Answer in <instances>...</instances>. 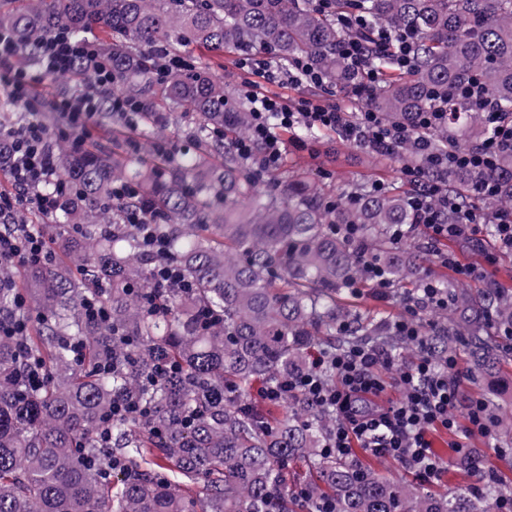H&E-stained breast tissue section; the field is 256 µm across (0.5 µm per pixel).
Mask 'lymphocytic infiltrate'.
I'll list each match as a JSON object with an SVG mask.
<instances>
[{
	"instance_id": "lymphocytic-infiltrate-1",
	"label": "lymphocytic infiltrate",
	"mask_w": 512,
	"mask_h": 512,
	"mask_svg": "<svg viewBox=\"0 0 512 512\" xmlns=\"http://www.w3.org/2000/svg\"><path fill=\"white\" fill-rule=\"evenodd\" d=\"M339 52L348 62L364 66L365 80L358 96L369 100L382 83L383 75L367 67L368 57L377 52L391 54L400 66L405 67L410 63L412 47L408 36L391 34L383 27L372 40L350 38L343 41ZM16 54L13 39L0 30V88L24 103L30 111L39 112L50 107L64 113L63 134H74L75 150H83L89 139L88 127L96 109L97 93L111 83L110 73L95 71L86 92L77 97L50 99L40 94L39 86L45 74L69 71L75 58L94 56L93 42L75 41L65 36L44 42L40 48L42 71L38 74L17 67ZM240 67L248 75L241 85L240 96L249 107L251 122L248 136L237 140L234 148L250 161L253 173L259 179L282 166L286 157L282 134L299 126L338 132L344 141L370 147L389 157L394 156L397 144L410 142L425 155L430 166L484 172L494 170L502 145L512 143V115L500 112L476 80L464 86L459 95L468 99L475 111L485 114L494 127L493 136L470 150L435 154L426 142V133L447 124V104L417 113L413 125H394L386 123L373 108L351 114L345 112L332 96H318L323 79L307 58H297L283 68L271 57L249 54L242 56ZM261 80L310 87L314 93L288 100L264 95L257 90ZM13 155L11 178L15 190L0 193V214L13 217L24 207L50 211L55 199L40 193L39 187L54 177L56 164L43 129L37 125L19 129L13 138ZM496 193L495 183L485 180L477 191L478 202L464 209L460 207L457 195L435 183L428 185L425 192L413 196L411 206L428 243L435 245L452 239L473 241L478 239L485 224L480 203L493 199ZM448 210L461 211V223H442L441 214ZM52 255L43 236L32 235L21 241L0 236V264L7 260L39 263L49 260ZM391 367L398 370L396 383L400 397L385 407L358 409V401L384 392L381 372ZM326 368L333 372L334 383L324 382L322 371ZM455 368L454 359H447L440 366L424 355L400 366L395 354L368 344L340 348L333 354L319 350L314 353L309 370L294 374L275 387L261 389L259 397L262 401L278 404L293 396H304L336 418V425L325 443L328 453L345 457L351 454L353 447L359 446L396 459L405 469L432 482L440 478L443 465L427 438L431 429L442 427L458 432L455 448L466 457L471 454L470 439L488 435L490 431L485 401L460 391L451 378ZM458 407L465 413L464 420H457L454 414Z\"/></svg>"
}]
</instances>
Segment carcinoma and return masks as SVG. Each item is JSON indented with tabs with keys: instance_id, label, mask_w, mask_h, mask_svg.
Here are the masks:
<instances>
[{
	"instance_id": "carcinoma-1",
	"label": "carcinoma",
	"mask_w": 512,
	"mask_h": 512,
	"mask_svg": "<svg viewBox=\"0 0 512 512\" xmlns=\"http://www.w3.org/2000/svg\"><path fill=\"white\" fill-rule=\"evenodd\" d=\"M404 32L411 64L375 53L384 73L373 107L407 124L448 94V126L427 133L437 151L469 149L492 134L485 115L454 92L479 77L499 111L512 114V0H4L0 29L18 59L41 66L42 42L92 38L112 75L95 123L108 144L81 152L58 136V112H29L0 96V171H10L13 132L30 121L46 130L56 177L39 186L58 208L35 222L0 220V234H30L58 248L54 261L0 266V512H498L508 493L485 449L460 460L469 484L435 496L420 484L389 479L356 459L325 453L334 416L307 399L282 415L251 401L250 389L304 370L317 350L377 344L435 360L467 349L471 376L503 370L512 345V290L463 288L433 280L448 307L420 310L421 346H406L392 323L343 304L365 287V262L385 273L381 297L408 304L421 295L424 264L446 252L408 245L395 229L414 223L410 198L421 190L352 183L330 196L307 176L288 173L270 189L254 178L233 141L249 128L246 103L190 54L257 47L286 65L305 57L328 87L354 96L362 68L338 53L349 36L339 21ZM186 64L160 78L156 55ZM92 67L78 57L66 79L84 92ZM139 103L115 112L112 96ZM189 150L140 149L155 131L180 125ZM396 156L424 166L408 145ZM489 213L512 206V147L502 148ZM484 175L426 170L422 184H443L461 207ZM127 184L135 194L112 195ZM135 213L139 222H132ZM167 242L183 288L161 286L159 257L142 225ZM357 226L354 237L338 227ZM42 382H29L32 368ZM492 388L490 438L512 444V412ZM306 468L305 494L288 489V470Z\"/></svg>"
}]
</instances>
